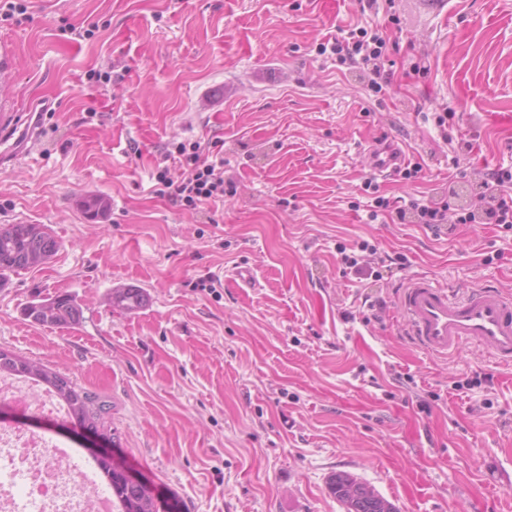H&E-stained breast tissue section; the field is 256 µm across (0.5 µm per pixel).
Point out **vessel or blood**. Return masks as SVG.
Listing matches in <instances>:
<instances>
[{
  "label": "vessel or blood",
  "mask_w": 512,
  "mask_h": 512,
  "mask_svg": "<svg viewBox=\"0 0 512 512\" xmlns=\"http://www.w3.org/2000/svg\"><path fill=\"white\" fill-rule=\"evenodd\" d=\"M370 158L375 172L391 176L406 154L385 143L371 149ZM399 306L413 343L427 353L445 357L473 345L512 366V294L487 284L452 288L416 276L402 286Z\"/></svg>",
  "instance_id": "1"
}]
</instances>
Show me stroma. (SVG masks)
I'll use <instances>...</instances> for the list:
<instances>
[{
  "instance_id": "1",
  "label": "stroma",
  "mask_w": 512,
  "mask_h": 512,
  "mask_svg": "<svg viewBox=\"0 0 512 512\" xmlns=\"http://www.w3.org/2000/svg\"><path fill=\"white\" fill-rule=\"evenodd\" d=\"M443 2L24 0L0 20L15 52L0 141L24 147L29 107L48 110L36 153L0 163V226L41 224L61 244L0 286V348L105 398L113 460L168 512H344L339 471L398 512H512V368L474 347L429 355L397 300L419 273L512 293V229L368 218L377 194L469 206L481 173L512 168V124L490 123L512 115V0ZM355 27L387 41L381 92L319 51ZM450 102L470 150L436 125ZM383 136L418 178L375 174ZM218 139L223 202L154 193L172 143ZM90 195L109 210L89 217ZM363 240L406 270L343 276L338 247ZM240 265L255 287H236ZM124 286L143 308L105 304ZM63 293L78 324L27 317Z\"/></svg>"
}]
</instances>
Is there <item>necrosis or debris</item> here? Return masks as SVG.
<instances>
[{
    "instance_id": "necrosis-or-debris-1",
    "label": "necrosis or debris",
    "mask_w": 512,
    "mask_h": 512,
    "mask_svg": "<svg viewBox=\"0 0 512 512\" xmlns=\"http://www.w3.org/2000/svg\"><path fill=\"white\" fill-rule=\"evenodd\" d=\"M0 393L29 411L67 414L61 400L31 381L1 374ZM71 454L39 434L0 423V512H114L112 497L101 491L95 471L72 476L65 465Z\"/></svg>"
}]
</instances>
